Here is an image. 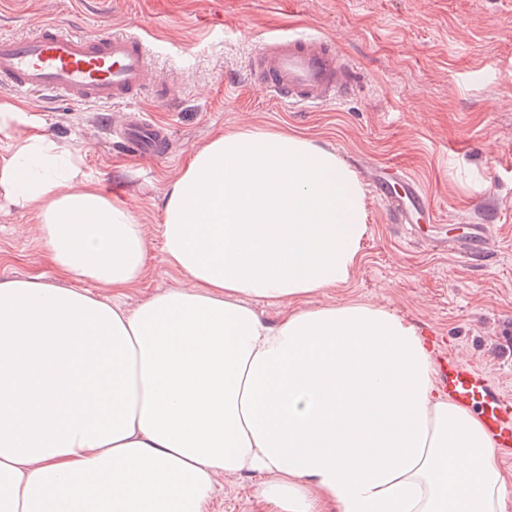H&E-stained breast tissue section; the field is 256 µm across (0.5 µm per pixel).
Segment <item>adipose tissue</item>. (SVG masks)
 I'll use <instances>...</instances> for the list:
<instances>
[{"mask_svg": "<svg viewBox=\"0 0 512 512\" xmlns=\"http://www.w3.org/2000/svg\"><path fill=\"white\" fill-rule=\"evenodd\" d=\"M0 200L34 213L59 283L0 281V512H209L250 476L259 512H507L512 484L434 345L375 305L309 306L347 284L365 193L296 133L220 132L161 215L184 279L134 309L147 228L77 153L0 103ZM256 300L284 304L267 323Z\"/></svg>", "mask_w": 512, "mask_h": 512, "instance_id": "adipose-tissue-1", "label": "adipose tissue"}]
</instances>
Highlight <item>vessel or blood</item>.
Segmentation results:
<instances>
[{
    "label": "vessel or blood",
    "mask_w": 512,
    "mask_h": 512,
    "mask_svg": "<svg viewBox=\"0 0 512 512\" xmlns=\"http://www.w3.org/2000/svg\"><path fill=\"white\" fill-rule=\"evenodd\" d=\"M250 71L274 101L287 106L337 103L358 83L355 63L331 40L310 35L267 40L253 55ZM160 82L144 41L130 33L89 34L48 21L30 36L0 35L1 89L110 107L132 106ZM112 135L141 155L166 149L163 132L140 110L113 124ZM368 181L396 222L413 225L432 217L425 190L403 165L373 168ZM489 242L486 225L473 224L455 247L471 258L484 255ZM438 382L454 401L478 413L498 449L512 450V397L496 388L486 372L451 356L441 363Z\"/></svg>",
    "instance_id": "obj_1"
}]
</instances>
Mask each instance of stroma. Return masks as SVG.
<instances>
[{
	"label": "stroma",
	"instance_id": "obj_1",
	"mask_svg": "<svg viewBox=\"0 0 512 512\" xmlns=\"http://www.w3.org/2000/svg\"><path fill=\"white\" fill-rule=\"evenodd\" d=\"M44 20L136 33L158 72L177 75L141 104L169 145L150 159L113 145L110 109L0 91L1 102L22 106L44 134L77 151L88 178L146 225L150 268L122 308L182 282L162 258L160 224L164 195L189 154L222 130L292 131L336 150L360 175L405 165L439 217L414 238L368 197L361 263L310 306L385 307L435 339L438 354L512 392V0H0V34L28 35ZM292 33L332 40L357 65L351 97L285 108L253 82L250 53ZM457 224L487 225L485 258L444 248ZM28 276L57 280L34 216L2 205L0 280ZM252 484L249 476L220 479L211 512H255Z\"/></svg>",
	"mask_w": 512,
	"mask_h": 512
}]
</instances>
